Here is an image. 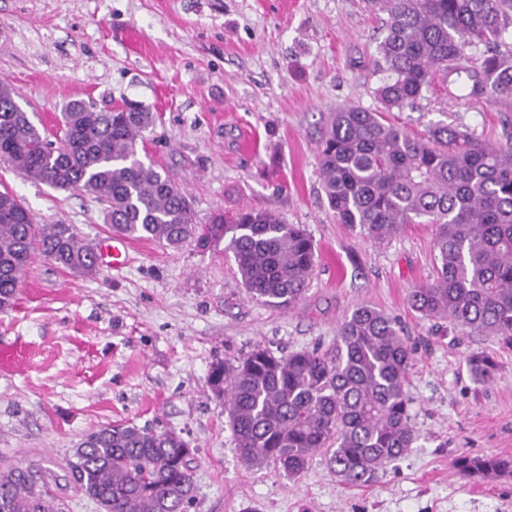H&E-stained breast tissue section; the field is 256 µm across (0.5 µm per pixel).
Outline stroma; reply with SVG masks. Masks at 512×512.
Instances as JSON below:
<instances>
[{
  "mask_svg": "<svg viewBox=\"0 0 512 512\" xmlns=\"http://www.w3.org/2000/svg\"><path fill=\"white\" fill-rule=\"evenodd\" d=\"M384 36L364 0H0V80L47 135L60 133L74 99L100 111L141 104L156 116L145 160L190 195L198 223L268 210L303 225L317 250L290 309L251 299L220 244L135 239L124 266L87 277L33 253L13 307L0 312V344L31 347L23 372L0 374V468L39 463L62 512H101L70 463L84 435L127 423L176 431L194 448L187 512H512V479L452 469L463 454L512 455V343L411 308L410 290L435 277L433 226L371 243L338 223L321 186L331 112L381 108ZM388 118L419 137L443 123L512 146V109L464 97L442 72ZM3 186L37 223L73 225L92 244L111 234L94 196L0 162ZM363 303L394 318L416 348L410 451L366 486L341 484L322 453L297 478L273 462L245 470L209 387L212 364L259 347L333 353L339 325ZM473 354L493 360L490 382L471 379Z\"/></svg>",
  "mask_w": 512,
  "mask_h": 512,
  "instance_id": "1",
  "label": "stroma"
}]
</instances>
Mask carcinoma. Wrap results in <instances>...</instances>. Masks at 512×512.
Here are the masks:
<instances>
[{
  "label": "carcinoma",
  "instance_id": "1",
  "mask_svg": "<svg viewBox=\"0 0 512 512\" xmlns=\"http://www.w3.org/2000/svg\"><path fill=\"white\" fill-rule=\"evenodd\" d=\"M386 35L377 69L381 112L354 105L332 113L319 144L329 208L341 224L381 244L408 224L434 227L435 282L414 288L411 307L471 333L512 342V147L479 141L435 124L416 137L384 113L412 107L438 71L453 66L473 81L471 94L512 105V0H366ZM480 46L477 70L456 66ZM155 116L139 105L97 112L82 102L62 112L56 142L0 84V161L23 177L81 190L106 204L113 231L178 246L224 242L246 293L291 308L305 295L315 246L299 224L269 211L240 209L196 222L191 197L145 163V132ZM78 275L97 272L93 247L71 224L38 225L9 190L0 191V310L9 308L34 251ZM477 383L495 365L469 357ZM413 351L395 321L367 304L338 332L335 353L277 355L258 348L213 364L209 386L224 402L247 470L273 460L301 476L318 452L346 484L372 483L417 440L406 383ZM72 469L79 489L102 512H183L194 497L192 450L171 430L109 425L78 444ZM463 477L512 476V456L461 455ZM0 512H62L33 467L0 470Z\"/></svg>",
  "mask_w": 512,
  "mask_h": 512
}]
</instances>
